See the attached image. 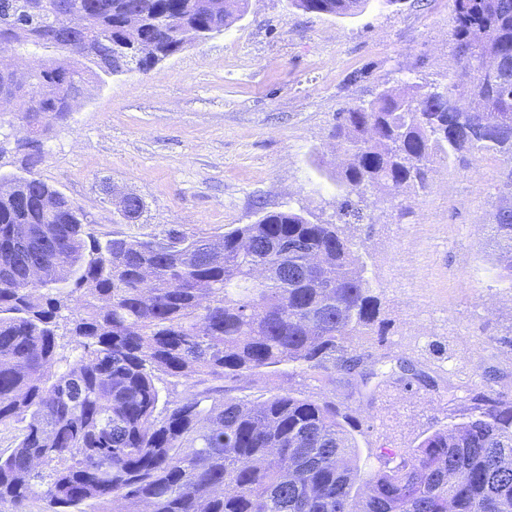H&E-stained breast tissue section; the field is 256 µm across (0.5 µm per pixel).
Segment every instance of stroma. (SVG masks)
<instances>
[{
  "mask_svg": "<svg viewBox=\"0 0 512 512\" xmlns=\"http://www.w3.org/2000/svg\"><path fill=\"white\" fill-rule=\"evenodd\" d=\"M450 0H401L338 18L250 0L244 18L151 72L92 87L67 120L52 124L37 172L81 210L99 236L143 237L170 228L220 235L259 210H304L336 219L330 180L339 162L329 133L337 112L401 82L446 81L453 64ZM512 163L466 156L434 165L427 191L399 216V201L367 194L368 224H349L381 302V340L367 384L338 381L364 470L381 449L415 448L468 416L475 398L512 397V290L494 280L490 224ZM140 195L142 223L118 225L105 188ZM425 242L409 278L407 241ZM425 378L401 382V363Z\"/></svg>",
  "mask_w": 512,
  "mask_h": 512,
  "instance_id": "35a3bbf8",
  "label": "stroma"
}]
</instances>
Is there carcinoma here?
Segmentation results:
<instances>
[{
    "mask_svg": "<svg viewBox=\"0 0 512 512\" xmlns=\"http://www.w3.org/2000/svg\"><path fill=\"white\" fill-rule=\"evenodd\" d=\"M0 0V37L47 46L76 40L90 56L31 74L45 115L70 111L56 71L91 87L118 61L148 73L152 42L171 57L229 29L249 0ZM401 0H288L305 13L354 17ZM453 72L445 84L405 83L336 113L330 138L336 222L265 212L219 236L170 229L102 239L38 175L43 141L26 145L25 174L0 192V512H512V398L488 397L451 428L361 473L348 413L325 396L252 388L288 365L323 387L362 384L355 341L375 335L380 302L359 245L343 225L364 220L365 191L417 195L436 163L464 154L512 162V0H451ZM92 17L85 35L65 24ZM129 11L141 25L123 26ZM133 196L118 223L139 224ZM496 276L512 289V206L492 225ZM322 264L306 268L309 254ZM183 396L163 394V377Z\"/></svg>",
    "mask_w": 512,
    "mask_h": 512,
    "instance_id": "cac0c4a2",
    "label": "carcinoma"
}]
</instances>
